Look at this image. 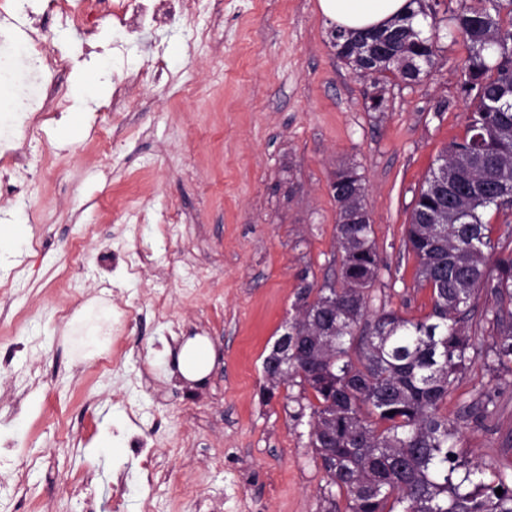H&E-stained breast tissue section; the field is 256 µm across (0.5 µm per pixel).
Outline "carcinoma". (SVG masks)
<instances>
[{
    "mask_svg": "<svg viewBox=\"0 0 512 512\" xmlns=\"http://www.w3.org/2000/svg\"><path fill=\"white\" fill-rule=\"evenodd\" d=\"M412 2L417 8L387 27L389 56L368 58L367 33L331 36L337 57L371 77L375 88L390 74L418 80L435 63L436 21L428 34L415 27L413 19L428 13L425 0ZM452 21L470 47L461 90L471 112L466 136L437 162L456 169L457 186L443 197L428 174L406 225L416 277L432 291L431 312L417 321L383 312L370 332L357 333L379 260L373 225L345 222L353 206L364 204L365 187L357 168L343 163L336 175L360 193L334 196L341 280L334 291L316 292L307 316L288 322L302 334L318 314L336 330L320 374L302 352L288 356L280 381L298 378L312 389L310 444L329 484L346 494L350 512H512V477L495 473L487 481L480 465L460 460L459 429L439 413L477 357L512 374V254L492 239L485 221L492 209L512 210V0H473ZM359 281L365 287H353ZM481 289L495 300L489 322L498 330L486 349L467 331L471 300Z\"/></svg>",
    "mask_w": 512,
    "mask_h": 512,
    "instance_id": "cac0c4a2",
    "label": "carcinoma"
}]
</instances>
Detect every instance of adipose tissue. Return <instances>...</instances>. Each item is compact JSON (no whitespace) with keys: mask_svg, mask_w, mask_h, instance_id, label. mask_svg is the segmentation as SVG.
<instances>
[{"mask_svg":"<svg viewBox=\"0 0 512 512\" xmlns=\"http://www.w3.org/2000/svg\"><path fill=\"white\" fill-rule=\"evenodd\" d=\"M322 14L347 33L383 27L389 21L407 15L413 8L411 0H319ZM112 320V309L103 302H92L79 308L70 327L80 333L79 358L87 359L100 354L109 339L102 336L101 327ZM180 375L191 382L203 380L214 364V352L202 336L186 338L177 355Z\"/></svg>","mask_w":512,"mask_h":512,"instance_id":"adipose-tissue-1","label":"adipose tissue"}]
</instances>
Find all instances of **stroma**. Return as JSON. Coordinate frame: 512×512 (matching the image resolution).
Segmentation results:
<instances>
[{
  "instance_id": "1",
  "label": "stroma",
  "mask_w": 512,
  "mask_h": 512,
  "mask_svg": "<svg viewBox=\"0 0 512 512\" xmlns=\"http://www.w3.org/2000/svg\"><path fill=\"white\" fill-rule=\"evenodd\" d=\"M438 52L412 85L390 78L371 109L370 78L339 60L318 0H190L194 24L148 25L127 61L112 34L85 56L83 39H52L69 106L24 149L28 171H0V221L22 224L0 257V512H84L73 476L112 508L118 476L150 495L153 512H349L310 445L311 391L263 389L262 363L293 313L299 280L322 287L341 266L329 179L356 165L381 260L368 315L419 320L431 290L415 277L405 227L437 157L465 136L460 92L469 49L449 18L470 0H426ZM166 59L169 77L144 82L135 104L109 111L111 74ZM169 318L157 322L156 295ZM103 298L128 310L107 352L76 360L64 336L74 311ZM207 337L212 371L173 374L177 340ZM487 394L495 409L466 416ZM157 449L155 482L121 442L101 447L126 406ZM440 412L458 426L456 451L487 473L512 469V375L476 361ZM194 485L195 500L182 499Z\"/></svg>"
}]
</instances>
